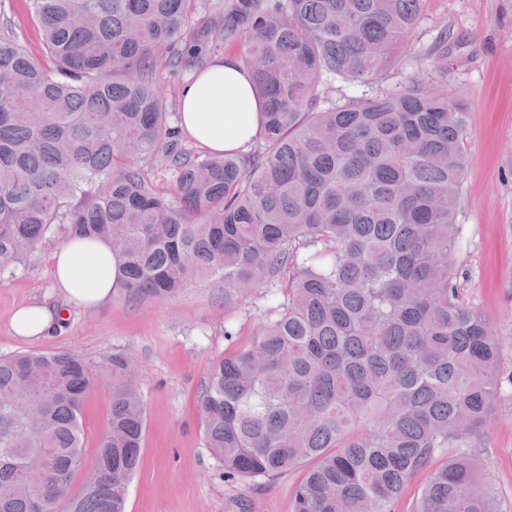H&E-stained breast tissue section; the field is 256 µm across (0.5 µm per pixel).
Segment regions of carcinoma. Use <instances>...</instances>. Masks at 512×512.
<instances>
[{
	"instance_id": "obj_1",
	"label": "carcinoma",
	"mask_w": 512,
	"mask_h": 512,
	"mask_svg": "<svg viewBox=\"0 0 512 512\" xmlns=\"http://www.w3.org/2000/svg\"><path fill=\"white\" fill-rule=\"evenodd\" d=\"M194 2L25 0L51 64L0 37V264L64 224L110 245L125 293L266 288L254 337L199 397L225 476L298 469L291 512H394L426 471L415 512H502L480 448L512 369L453 262L465 105L416 82L320 107L325 79L373 84L421 0H226L263 145L204 158L177 149L154 81L165 48L205 69L216 21ZM160 151L165 196L141 168ZM103 370L111 410L89 461L92 366L72 350L0 357V512H126L145 407L126 356Z\"/></svg>"
}]
</instances>
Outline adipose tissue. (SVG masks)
<instances>
[{
    "label": "adipose tissue",
    "instance_id": "obj_1",
    "mask_svg": "<svg viewBox=\"0 0 512 512\" xmlns=\"http://www.w3.org/2000/svg\"><path fill=\"white\" fill-rule=\"evenodd\" d=\"M260 112L250 74L231 57L194 77L180 101L182 128L216 153L240 150L258 137ZM51 267L56 288L84 307H97L117 292V259L104 242L68 239L52 252ZM54 322L49 308L24 304L14 310L10 324L16 336L35 338L46 335Z\"/></svg>",
    "mask_w": 512,
    "mask_h": 512
}]
</instances>
